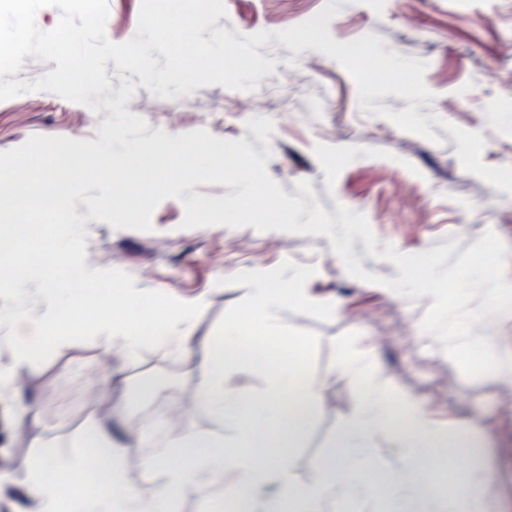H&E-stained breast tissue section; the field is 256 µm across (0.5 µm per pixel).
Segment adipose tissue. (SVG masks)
<instances>
[{"label": "adipose tissue", "instance_id": "obj_1", "mask_svg": "<svg viewBox=\"0 0 512 512\" xmlns=\"http://www.w3.org/2000/svg\"><path fill=\"white\" fill-rule=\"evenodd\" d=\"M46 163L48 177L32 199L51 215L72 193L75 176L65 154L53 153ZM50 248L53 262L17 278L16 301L0 306V345L8 350L7 360L0 362V399L20 390L38 371L47 350L71 347V336L58 327L70 311L89 306L99 311L93 323L94 344L112 358L95 377L98 399L124 384L128 365L141 350L163 357L189 356L196 363V399L208 408L214 426L204 430L188 423V408L177 401L171 403L160 430L132 422L118 438L107 427L94 425L77 450L49 448L24 472H0V496L21 490L26 499L23 512H174L178 499L198 495L242 500L247 512H334L341 502L379 498L387 501L390 512H489L484 474H472L448 497L422 482L427 463L440 449L469 447V436L445 434L429 420L419 399L393 391L378 369L345 349L334 370L361 384V408L338 429L317 478L298 483L292 454L325 408L327 378L305 384L291 415L282 404L288 379L281 364L263 366V383L256 390L231 388L226 380L243 368V361L225 356L222 344H208L194 334L207 295L168 296V311L158 317L152 307L162 295L160 289L134 276L106 278L101 270L80 263L62 239L53 240ZM309 277L306 270L285 279L262 269L252 271L255 318L226 324V338L243 349L254 340H277L292 298L338 309V302L309 292ZM92 280L103 282L104 290L91 299L77 293V284ZM383 442L403 451L396 470L382 471L370 462L373 448ZM102 463L108 466L111 494L83 491L82 474Z\"/></svg>", "mask_w": 512, "mask_h": 512}]
</instances>
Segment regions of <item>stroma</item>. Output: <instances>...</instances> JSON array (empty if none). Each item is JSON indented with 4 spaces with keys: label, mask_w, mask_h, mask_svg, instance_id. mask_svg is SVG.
Listing matches in <instances>:
<instances>
[{
    "label": "stroma",
    "mask_w": 512,
    "mask_h": 512,
    "mask_svg": "<svg viewBox=\"0 0 512 512\" xmlns=\"http://www.w3.org/2000/svg\"><path fill=\"white\" fill-rule=\"evenodd\" d=\"M337 15L328 24L332 37L348 42L366 34L383 41V50L404 59L426 62L424 82L431 98L410 103L393 94L372 98L363 109L358 87L335 60L315 49L296 52L277 31L304 22L325 4ZM226 16L217 27L232 35L270 32L258 46L275 60L273 73L262 76L251 92L220 85L199 87L171 100L154 96L135 73H122L114 61L105 64L111 83L106 98H116L123 81L136 83L126 103L148 124L149 133L170 135L204 129L228 139H244L256 153L271 150L269 176L283 192L306 208L321 205L331 218L339 206L364 214L377 239L369 255L362 237L351 252L361 267L386 270L380 257L386 246L417 254L448 244L454 265L460 254L494 232L507 246L505 280L512 284V195L498 192L496 176L512 169V130L488 122L490 109L512 113V0H224ZM106 35L115 43L134 37L140 0H108ZM415 107L426 118L434 140L399 129L376 116L375 108L398 113ZM274 122L268 142L247 128L256 114ZM112 113L89 108L48 92L25 93L0 101V151L34 135L98 140V129ZM338 166H329L332 154ZM75 211L85 217L86 264L108 273L129 275L175 295L209 296L195 322L196 335L220 336L226 323L247 313L250 284L246 270L262 268L285 277L312 270L306 286L321 298L341 302L331 313L301 303L289 304L282 336L301 338L305 375L316 378L336 364L341 349L371 357L399 392L417 397L442 428L462 432L473 415L483 427L472 433L466 465L484 471L485 491L493 512H512V386L493 376L469 379L442 353L443 344L424 334L420 324L433 302L389 296L349 277L331 243L323 237L250 226L183 227V203L176 198L156 207L149 232L116 230L89 219L84 202ZM221 290H213L214 282ZM71 349L49 353L41 370L27 378L11 400H0V470H21L42 447H77L93 423L121 433L142 413L144 382L157 380L193 409V422L210 425L206 408L195 401L192 363L168 360L143 351L125 383L106 402L90 396L88 381L77 369L103 370L109 363L81 323ZM326 404L293 454L296 478H316L337 428L360 406L358 388L348 379L331 377Z\"/></svg>",
    "instance_id": "obj_1"
}]
</instances>
